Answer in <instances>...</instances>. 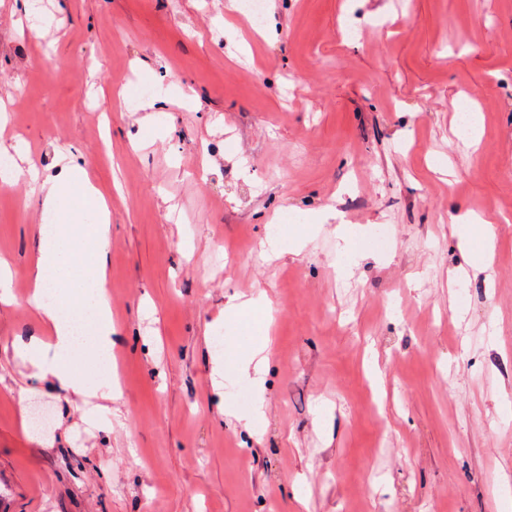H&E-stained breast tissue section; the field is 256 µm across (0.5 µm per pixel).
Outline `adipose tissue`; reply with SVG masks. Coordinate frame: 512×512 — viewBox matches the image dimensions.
Listing matches in <instances>:
<instances>
[{"label": "adipose tissue", "instance_id": "1", "mask_svg": "<svg viewBox=\"0 0 512 512\" xmlns=\"http://www.w3.org/2000/svg\"><path fill=\"white\" fill-rule=\"evenodd\" d=\"M57 167L55 175L36 179L33 190L37 209L57 219L42 242L32 290L34 306L52 325L53 342L48 348L32 343L26 356L60 390L91 387L108 396L112 318L104 290L111 197L75 160L60 157ZM76 187L83 199L78 207L70 204ZM79 343L87 351L80 371L67 359Z\"/></svg>", "mask_w": 512, "mask_h": 512}]
</instances>
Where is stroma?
<instances>
[{"label":"stroma","mask_w":512,"mask_h":512,"mask_svg":"<svg viewBox=\"0 0 512 512\" xmlns=\"http://www.w3.org/2000/svg\"><path fill=\"white\" fill-rule=\"evenodd\" d=\"M23 2L0 0V137L112 193L116 375L111 397L65 392L24 354L52 332L20 174L0 512H512V0H269L260 29L227 0H45L36 33ZM460 211L495 218L489 267ZM275 222L300 251L262 253ZM261 292L265 313L226 311ZM266 333L260 390L234 359Z\"/></svg>","instance_id":"stroma-1"}]
</instances>
